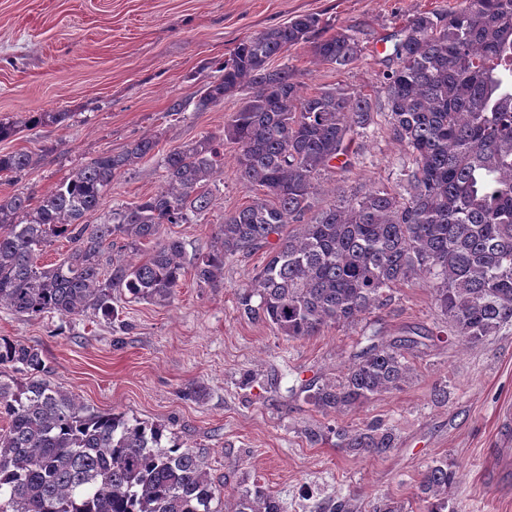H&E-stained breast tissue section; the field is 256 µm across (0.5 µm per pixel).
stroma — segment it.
I'll return each instance as SVG.
<instances>
[{
  "label": "stroma",
  "mask_w": 512,
  "mask_h": 512,
  "mask_svg": "<svg viewBox=\"0 0 512 512\" xmlns=\"http://www.w3.org/2000/svg\"><path fill=\"white\" fill-rule=\"evenodd\" d=\"M455 0H0V120L19 132L1 152L32 157L26 171L0 178V193L38 200L73 171L134 139L154 137L155 151L113 181L92 223L163 184L167 153L206 136H222L238 98L200 112L195 104L237 44L300 14L320 19V33L349 31L362 52L337 69L315 61L301 43L274 67L296 74L304 91L340 87L370 98L373 123L356 138L354 165L321 177L316 207L333 203L332 186L403 195L407 148L390 133L383 76L393 66L394 33L417 13ZM65 113L55 122L51 113ZM219 200L194 224H165L160 233L187 252L208 251L225 213L260 197L237 174L236 151L224 147ZM265 251L234 257L208 285L185 277L164 302L115 299L117 319L16 316L0 309V337L37 348L45 379L88 407L131 420L165 424L175 439L209 454L213 473L231 486L260 483L284 512H329L348 503L369 512L391 500L425 512L423 473L444 458L457 473L454 512H512V327L477 347L459 342L429 288L405 284L352 325L291 340L248 319L238 295L262 267ZM427 333L409 352L413 371L399 390L374 395L343 414L309 400L310 382L333 383L374 332L396 339ZM204 387L203 400L190 392ZM446 400L435 397L436 390ZM373 422L395 432L384 456L339 447L336 427Z\"/></svg>",
  "instance_id": "35a3bbf8"
}]
</instances>
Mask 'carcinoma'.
<instances>
[{"label": "carcinoma", "instance_id": "cac0c4a2", "mask_svg": "<svg viewBox=\"0 0 512 512\" xmlns=\"http://www.w3.org/2000/svg\"><path fill=\"white\" fill-rule=\"evenodd\" d=\"M320 19L299 15L234 49L220 79L201 94L204 111L240 96L224 123V141L206 137L163 158L164 185L140 202L90 224L121 171L156 147L138 138L75 170L32 205L0 196V308L30 317L88 313L111 320L114 294L161 302L192 272L208 284L224 261L267 249L268 260L238 302L241 312L292 339L352 325L383 305L385 290L413 281L431 287L435 303L461 341L477 346L512 326V0H457L448 12H422L393 44L396 66L384 74L393 137L414 156L405 172L408 197L374 189H332L337 202L313 213L317 181L345 157L373 122L361 94L306 93L289 67L271 62L311 40ZM357 37L345 31L313 42L317 62L341 68L358 60ZM235 145L239 177L263 197L224 215L215 249L187 257L184 242L158 236L164 224H189L216 204L211 183ZM30 156L0 153V176L23 172ZM65 256L38 263L52 241ZM122 239L130 259L103 262ZM149 245L145 259L140 246ZM425 334L372 342L335 383L308 385L311 402L341 413L408 379L407 350ZM22 365V383L0 381V512H283L261 485L224 497L205 449L176 440L167 425L95 411L41 378L33 348L0 338V367ZM347 448L373 456L393 448L389 430L336 429ZM456 472L437 460L420 481L428 512H448ZM214 500L224 507L213 508Z\"/></svg>", "mask_w": 512, "mask_h": 512}]
</instances>
